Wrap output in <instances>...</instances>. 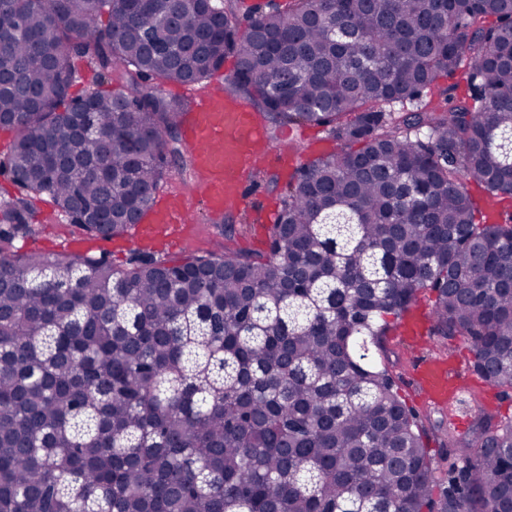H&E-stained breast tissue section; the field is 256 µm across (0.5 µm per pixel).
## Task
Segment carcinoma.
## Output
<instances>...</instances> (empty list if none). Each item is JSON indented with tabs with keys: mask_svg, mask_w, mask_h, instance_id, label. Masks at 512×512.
I'll return each mask as SVG.
<instances>
[{
	"mask_svg": "<svg viewBox=\"0 0 512 512\" xmlns=\"http://www.w3.org/2000/svg\"><path fill=\"white\" fill-rule=\"evenodd\" d=\"M236 2L0 0V512H508L512 418L444 430L438 474L374 353L429 290L431 334L512 390V0H288L245 27ZM230 56L225 94L338 145L295 167L267 252L15 246L41 195L91 238L142 221L192 163L161 86ZM459 71L467 94L425 101Z\"/></svg>",
	"mask_w": 512,
	"mask_h": 512,
	"instance_id": "carcinoma-1",
	"label": "carcinoma"
}]
</instances>
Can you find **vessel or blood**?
Returning <instances> with one entry per match:
<instances>
[{
    "mask_svg": "<svg viewBox=\"0 0 512 512\" xmlns=\"http://www.w3.org/2000/svg\"><path fill=\"white\" fill-rule=\"evenodd\" d=\"M184 138L200 176L197 201L215 216L226 208L243 204L248 173L265 159L261 127L250 107L240 100L224 99L216 92L196 97L184 126ZM187 211V201L179 199L152 210L144 234H160L171 225L185 224ZM416 371L427 401L451 411L452 422L465 428L467 419L456 414V406L466 395L480 400V391L453 377L442 359L426 358Z\"/></svg>",
    "mask_w": 512,
    "mask_h": 512,
    "instance_id": "1",
    "label": "vessel or blood"
}]
</instances>
